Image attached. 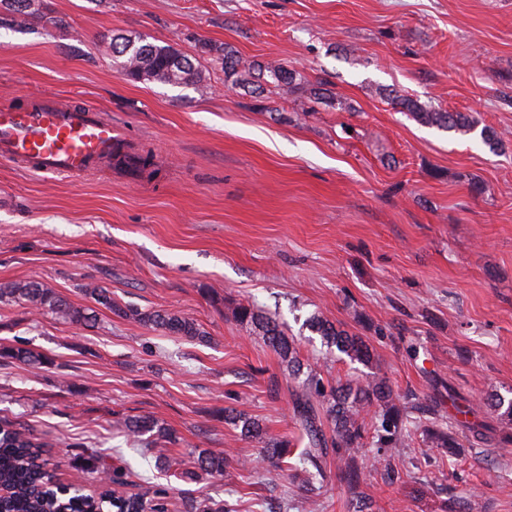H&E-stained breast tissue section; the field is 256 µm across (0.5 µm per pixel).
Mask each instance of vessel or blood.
<instances>
[{
	"label": "vessel or blood",
	"instance_id": "vessel-or-blood-1",
	"mask_svg": "<svg viewBox=\"0 0 512 512\" xmlns=\"http://www.w3.org/2000/svg\"><path fill=\"white\" fill-rule=\"evenodd\" d=\"M111 119L92 109L43 99L0 108V158L43 175H80L126 150Z\"/></svg>",
	"mask_w": 512,
	"mask_h": 512
}]
</instances>
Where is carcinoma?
I'll use <instances>...</instances> for the list:
<instances>
[{"instance_id":"obj_1","label":"carcinoma","mask_w":512,"mask_h":512,"mask_svg":"<svg viewBox=\"0 0 512 512\" xmlns=\"http://www.w3.org/2000/svg\"><path fill=\"white\" fill-rule=\"evenodd\" d=\"M6 17L0 23H17L39 10V0H0ZM208 53L216 54V62L224 69L225 81L261 95L264 85L274 84L285 94L298 91L309 93L315 100H325L328 92L324 83H309L295 69L280 65L253 63L242 65L230 47L204 43ZM112 60L121 75L132 82H159L176 87L198 89L204 74L190 58L169 44L158 45L144 39L114 36L108 43ZM392 102L409 112L421 124L445 132L467 135L475 131L477 122L462 112L429 110L419 102L388 91ZM83 291L95 303L106 306L120 317H132L154 329L199 342L207 341V332L193 320L166 310L141 311L123 309L112 303L108 289L97 283H88ZM0 302H20L29 308L47 312L63 322L83 325L93 320L88 309L74 306L61 296L36 281L1 282ZM232 318L258 336L279 357L283 371L297 383L293 394V417L301 430L302 448L294 447L288 437H271L258 419L234 408L224 409V422L240 430V435L262 444L259 464L265 471H274L285 479L296 470L311 484L325 478L323 462L336 457L342 480L351 495L354 512H373L364 501L360 484L365 478L363 468L353 457L357 448H373L377 462L384 463L388 482L398 478L397 465L388 454L394 448L409 445L416 434L437 448L453 452L459 447V431L464 424L435 420L428 425L411 419L414 410L421 409L416 398L400 396L384 378L373 377L363 382L349 380L328 388L323 382L319 366L303 361L294 342L288 340L280 324L249 305H238L231 310ZM310 328L322 340L365 366L372 363L373 352L361 336L351 335L319 314H313ZM1 358L17 360L31 368L44 363V356L26 348L0 351ZM331 425L326 434L325 424ZM125 432L148 447L165 448L175 442L172 431L155 419L131 416L123 419ZM46 443L28 432L20 420L0 419V485L10 494L0 501V512H166L162 491L146 487L130 495H115L108 490L86 492L76 486L67 494L58 492L59 480L49 470L51 462L44 457ZM192 463L212 477L224 475L227 458L204 450L192 458Z\"/></svg>"}]
</instances>
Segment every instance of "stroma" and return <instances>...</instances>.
Wrapping results in <instances>:
<instances>
[{
    "label": "stroma",
    "mask_w": 512,
    "mask_h": 512,
    "mask_svg": "<svg viewBox=\"0 0 512 512\" xmlns=\"http://www.w3.org/2000/svg\"><path fill=\"white\" fill-rule=\"evenodd\" d=\"M0 25V105L29 95L111 118L151 158L131 179L112 160L80 176H43L0 159V282H44L77 307L96 282L114 302L194 320L208 342L95 306L94 326L0 303V348L44 354L38 369L0 359V417L51 444L65 484L93 490L85 463L149 477L168 512L228 501L237 512H348L336 461L320 496L240 467L262 453L224 422L231 406L272 436L296 431L295 384L277 355L230 315L275 318L329 382L372 374L414 394L432 417L456 415L482 439L459 455L414 441L392 485L369 448L358 460L375 512H444L446 487L475 512H512V420L487 399L512 395V0H43ZM124 33L174 46L206 68L201 91L124 79L106 46ZM205 42L327 81L317 104L267 85L228 88ZM394 88L495 131L459 135L418 123ZM481 183L474 193L472 183ZM320 314L364 337L371 366L329 351L305 321ZM146 414L179 445L231 456L223 477L178 480L129 445L118 419Z\"/></svg>",
    "instance_id": "1"
}]
</instances>
